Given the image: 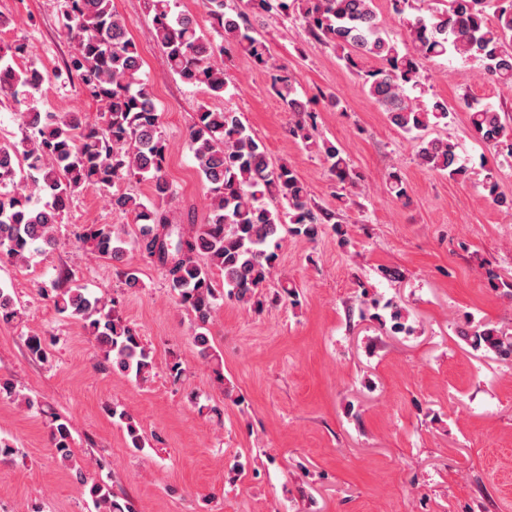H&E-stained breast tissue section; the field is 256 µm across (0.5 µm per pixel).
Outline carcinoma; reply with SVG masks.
<instances>
[{
  "instance_id": "1",
  "label": "carcinoma",
  "mask_w": 512,
  "mask_h": 512,
  "mask_svg": "<svg viewBox=\"0 0 512 512\" xmlns=\"http://www.w3.org/2000/svg\"><path fill=\"white\" fill-rule=\"evenodd\" d=\"M147 5L170 70L183 83L204 87L212 98L222 97L226 90L224 53L237 50L258 65L268 64L269 49L252 35L246 11L302 22L311 34L343 52L346 67L357 72L363 90L394 127L416 134L418 163L455 180L469 178L455 144L425 136L430 125L448 124V103L437 98L422 105L409 95V90L422 85L423 62L443 57L477 59L483 62L487 78L512 84V0H444V7L427 15L405 18L412 45L406 51L382 30L374 0H244V8L231 13L225 0H202L212 28L222 38L220 44L201 32L195 17L175 11V0H147ZM62 25L73 50L54 77L77 76L99 115L92 121L82 112L37 108L33 99L49 80L48 72L33 59L27 43H0V102L13 105L25 131L19 141L0 143V254L24 264L41 247L54 245L57 226L78 192L111 188L132 178L148 182L147 205L119 190L110 197L112 210L133 217V235L116 231L112 224H85L79 241L89 253L123 266L121 275L129 289L140 287L138 269L125 264L129 252L140 253L160 268L171 293L192 317L198 355L215 365L213 372L222 382L220 357L208 336L218 299L226 294L262 308L264 288L279 265L282 231L314 242L335 213L310 204L296 171L286 163L273 164L238 113L204 103L195 112L185 144L205 182L207 212L203 223L185 231L171 223L166 206L175 190L165 172L169 146L159 130L152 87L139 75V48L128 36L123 18L112 0H64ZM361 56L379 61V66L360 69ZM273 88L288 111L298 116L289 133L308 142L312 138L308 103L287 76L274 77ZM468 121L480 141L512 157V132L493 105L468 104ZM323 153L336 182L356 185L342 150L331 144L323 147ZM497 185L495 170L486 169L484 189L511 211L512 198L499 195ZM387 191L397 200L407 198L399 172L389 173ZM266 198L276 206L265 205ZM216 269L224 274L226 292L217 288ZM299 297L295 285L280 282L275 300L297 306ZM51 300L59 313L82 323L97 357L124 375L149 380L156 368L153 352L122 317L117 298L94 295L63 272L53 283ZM371 306L390 310L387 318L377 312L371 318L391 323V333L414 332L400 306L391 301L381 306L376 299ZM21 319L13 296L0 287V323ZM461 335L476 355L512 359V334L471 321ZM26 344L33 356L47 358L40 333L29 332ZM0 397L28 409L40 406L38 399L19 393L8 380H0ZM119 418L126 423L132 446L143 447L133 418L125 412ZM49 441L55 457L75 470L79 483L88 488L97 512H132L130 504L119 503L107 486L87 483L75 460L69 421L51 416Z\"/></svg>"
}]
</instances>
